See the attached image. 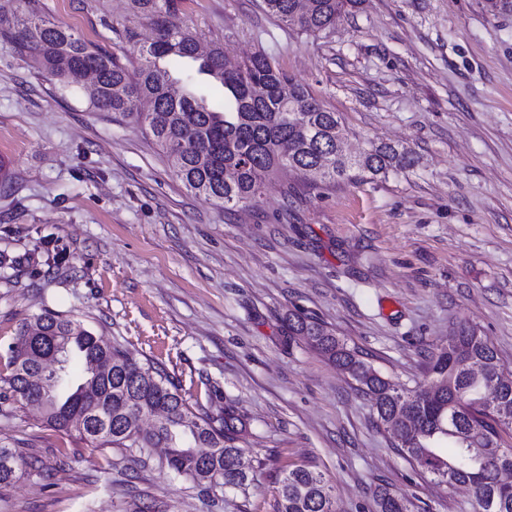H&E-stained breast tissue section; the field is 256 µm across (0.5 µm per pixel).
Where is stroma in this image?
I'll use <instances>...</instances> for the list:
<instances>
[{
    "label": "stroma",
    "mask_w": 512,
    "mask_h": 512,
    "mask_svg": "<svg viewBox=\"0 0 512 512\" xmlns=\"http://www.w3.org/2000/svg\"><path fill=\"white\" fill-rule=\"evenodd\" d=\"M42 16L138 60L126 0H39ZM172 24L230 61L274 58L347 132L411 150L410 170L310 185L289 174L257 205L188 191L142 128L92 108L0 39V446L47 479L0 487V512H275L288 470L331 485L335 512H369L377 485L418 512H476L472 493L409 464L346 374L288 333L310 316L413 389L467 320L512 372V12L484 0H363L313 36L261 0H182ZM62 256L55 267L54 256ZM160 364L191 408L232 404L254 472L210 492L51 427L5 400L8 347L43 310Z\"/></svg>",
    "instance_id": "1"
}]
</instances>
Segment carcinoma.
<instances>
[{
    "instance_id": "carcinoma-1",
    "label": "carcinoma",
    "mask_w": 512,
    "mask_h": 512,
    "mask_svg": "<svg viewBox=\"0 0 512 512\" xmlns=\"http://www.w3.org/2000/svg\"><path fill=\"white\" fill-rule=\"evenodd\" d=\"M146 21L145 32L125 31L141 47L137 65L86 42L64 25L47 20L27 0L28 11L0 6V37L31 57L67 90L93 74L92 107L144 127L190 191L226 209L249 207L290 172L310 183L352 180L404 171L415 165L411 151L373 143L352 158L343 150L345 129L272 57L259 52L241 64L224 62V49L200 51L192 30L170 25L181 0H129ZM362 0H262L263 10L300 31L317 35L352 15ZM198 63L205 85L222 92L210 100L173 73ZM288 332L307 338L356 384L381 425L399 434V451L440 484L467 485L479 512H512V446H503L493 423L512 424V381L505 382L497 352L474 325L453 324L448 345L430 363L428 387L408 389L384 377L314 317L288 319ZM74 359L80 373L66 364ZM10 397L39 407L54 428L100 447L134 449L151 459L167 448L158 468L195 485L226 491L254 480L243 466L239 435L245 422L228 406L224 415L192 410L162 370L112 346L80 321L46 310L22 323L9 346ZM154 418L151 430L139 421ZM204 452H198V449ZM43 480L41 460L0 447V487L23 475ZM373 512H415L413 501L387 486L375 487ZM277 512H334L322 475L308 467L281 481Z\"/></svg>"
}]
</instances>
